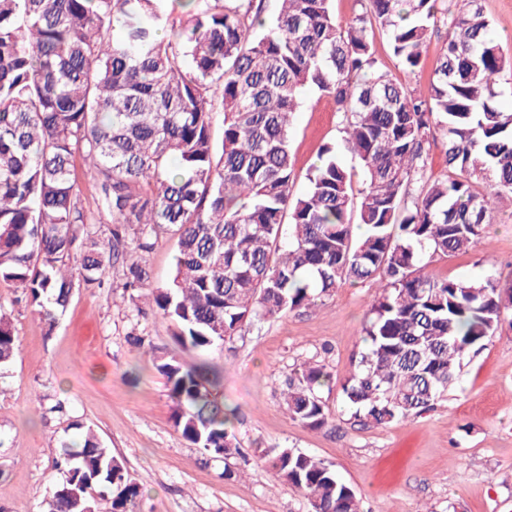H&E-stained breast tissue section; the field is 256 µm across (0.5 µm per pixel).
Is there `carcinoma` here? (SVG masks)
Listing matches in <instances>:
<instances>
[{
    "instance_id": "obj_1",
    "label": "carcinoma",
    "mask_w": 512,
    "mask_h": 512,
    "mask_svg": "<svg viewBox=\"0 0 512 512\" xmlns=\"http://www.w3.org/2000/svg\"><path fill=\"white\" fill-rule=\"evenodd\" d=\"M0 0V281L21 291L48 328L75 281H100L124 258L132 224L170 231L169 284L152 291L185 350L233 341L256 320L308 309L343 282L377 279L362 328L366 347L343 385L351 418L386 426L433 408L463 360L512 313V287L425 272L452 256L512 201V111L506 59L478 0L453 13L438 0H366L344 23L333 0ZM402 69L420 68L439 27L446 42L425 93L379 69L370 31ZM344 113V147L362 188L325 146L304 192L290 148L301 90ZM445 173H430L435 142ZM88 163L109 236L87 230L75 160ZM146 280L127 265L126 285ZM16 336L0 310V366ZM175 402L174 428L207 453H239L233 411L204 365L152 354ZM333 383L308 363L288 378L289 417L318 430ZM63 445V480L47 512H141L142 491L97 433L81 423ZM279 481L311 512H364L329 463L263 448Z\"/></svg>"
}]
</instances>
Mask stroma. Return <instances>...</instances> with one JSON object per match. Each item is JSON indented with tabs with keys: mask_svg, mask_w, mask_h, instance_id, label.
<instances>
[{
	"mask_svg": "<svg viewBox=\"0 0 512 512\" xmlns=\"http://www.w3.org/2000/svg\"><path fill=\"white\" fill-rule=\"evenodd\" d=\"M381 70L426 90L444 46L433 34L425 63L402 70L386 37L374 31ZM343 115L333 99L304 92L294 114L291 149L295 189L322 145L340 143ZM150 250H130L149 279L138 302L122 298V265L102 285L75 287L67 309L46 329L33 308L0 283V309L10 314L17 354L0 368V512H42L62 476L55 461L63 443L77 441L72 422L97 431L143 492L142 512H310L302 492L277 480L257 449L296 448L330 463L361 497L364 512H512V323L503 322L467 356L458 382L434 408L383 427L350 418L342 386L363 348L362 327L378 281L344 283L322 305L255 323L243 337L199 353L179 348L170 322L156 314L151 291L168 285L176 241L150 235ZM429 273L480 279L512 274V204L502 203L466 252L430 258ZM189 363L220 370V393L235 417L240 456H206L174 429L165 378L128 336ZM335 379L324 392L327 425L308 429L286 413L281 390L309 361ZM66 409L51 412L56 400ZM236 469L235 477L224 474Z\"/></svg>",
	"mask_w": 512,
	"mask_h": 512,
	"instance_id": "35a3bbf8",
	"label": "stroma"
}]
</instances>
